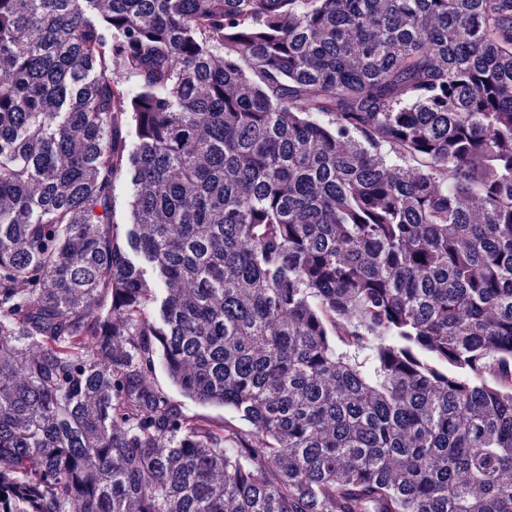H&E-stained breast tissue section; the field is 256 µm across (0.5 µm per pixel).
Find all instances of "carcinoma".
Wrapping results in <instances>:
<instances>
[{"mask_svg": "<svg viewBox=\"0 0 512 512\" xmlns=\"http://www.w3.org/2000/svg\"><path fill=\"white\" fill-rule=\"evenodd\" d=\"M0 512H512V0H0ZM116 206L112 214L114 224H127L130 221L128 202L130 200V185L125 179H120L115 185ZM151 382L169 391L173 397L182 404L184 411L189 415H203L213 420L224 422V425L231 429L249 428V426L241 420L234 411L228 408L200 405L181 395L171 386L160 358L156 360L155 370L151 375Z\"/></svg>", "mask_w": 512, "mask_h": 512, "instance_id": "carcinoma-1", "label": "carcinoma"}]
</instances>
